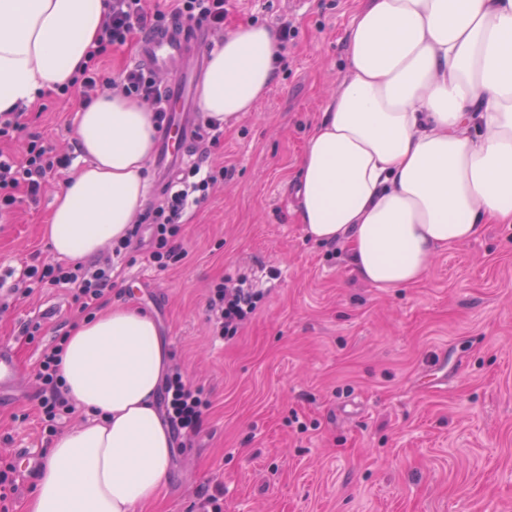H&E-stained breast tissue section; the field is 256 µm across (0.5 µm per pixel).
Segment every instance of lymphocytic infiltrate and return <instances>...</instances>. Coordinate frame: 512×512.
<instances>
[{
    "label": "lymphocytic infiltrate",
    "mask_w": 512,
    "mask_h": 512,
    "mask_svg": "<svg viewBox=\"0 0 512 512\" xmlns=\"http://www.w3.org/2000/svg\"><path fill=\"white\" fill-rule=\"evenodd\" d=\"M229 11L226 0H171L169 13H150L145 0H110V10L100 33L87 52L88 60L70 82L60 88V95L79 91L85 101H92L102 85L99 63L108 47L124 46L135 34L161 27L165 19H187L218 33L223 31ZM113 89L138 97L149 103L155 113L156 126H163L168 116L161 104L156 79L139 67L123 70ZM70 154L55 153L43 137L29 136L21 159L0 154V215L13 213L17 205L27 201L37 203L45 179L52 171L70 165ZM224 177L223 170L203 166L202 162L190 165L178 182L177 189L168 190L156 206L141 214L124 240L111 245L106 256L88 264L66 266L47 260L27 266L20 279V291L31 294L44 285L69 288L81 310L93 309L97 301L112 286V273L122 261L133 240L139 238L142 225L151 228V246L148 261L159 269L183 259L184 253L177 243L181 232L178 219L188 207L204 201L210 190ZM261 292L221 281L215 285L209 299V308L215 317L219 334L236 332L254 315L262 300ZM61 346H54L42 354L35 372L40 388L38 404L43 431L56 433L60 420L75 411L59 382L58 367L61 363ZM165 416L172 429L184 434L197 433L202 418L210 407L202 390L184 382L180 374L167 377L162 392Z\"/></svg>",
    "instance_id": "lymphocytic-infiltrate-1"
}]
</instances>
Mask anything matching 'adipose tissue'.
Segmentation results:
<instances>
[{
    "label": "adipose tissue",
    "mask_w": 512,
    "mask_h": 512,
    "mask_svg": "<svg viewBox=\"0 0 512 512\" xmlns=\"http://www.w3.org/2000/svg\"><path fill=\"white\" fill-rule=\"evenodd\" d=\"M108 0H0V113L68 82ZM276 32L239 28L215 48L200 107L221 125L254 111L278 60ZM346 74L324 102L298 172L297 219L343 242L379 288L422 280L435 256L489 224H512V0H365L345 36ZM153 114L104 90L81 105L84 158L43 227L50 253L85 260L125 238L142 211ZM170 362L155 321L115 306L75 326L61 375L87 421L52 441L27 512H135L170 471L157 413Z\"/></svg>",
    "instance_id": "1"
}]
</instances>
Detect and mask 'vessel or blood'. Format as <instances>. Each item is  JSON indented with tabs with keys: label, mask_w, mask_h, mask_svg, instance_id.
Wrapping results in <instances>:
<instances>
[{
	"label": "vessel or blood",
	"mask_w": 512,
	"mask_h": 512,
	"mask_svg": "<svg viewBox=\"0 0 512 512\" xmlns=\"http://www.w3.org/2000/svg\"><path fill=\"white\" fill-rule=\"evenodd\" d=\"M207 33L185 23L169 25L160 33H146L140 41L138 64L157 74L176 71V78L162 85L161 95L169 113V121L159 134L154 168L169 174L189 157L196 129L194 85L203 64L202 49ZM18 374L9 346H0V392L17 384Z\"/></svg>",
	"instance_id": "b4317fda"
}]
</instances>
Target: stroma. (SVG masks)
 Listing matches in <instances>:
<instances>
[{
  "label": "stroma",
  "instance_id": "1",
  "mask_svg": "<svg viewBox=\"0 0 512 512\" xmlns=\"http://www.w3.org/2000/svg\"><path fill=\"white\" fill-rule=\"evenodd\" d=\"M363 0H229L225 32L244 25L296 38L254 111L196 143L229 170L186 210L184 258L160 270L149 232L115 270L102 305L149 313L170 369L210 401L200 430L175 436L170 476L136 512H196L223 486V512H512V224L437 254L423 281L377 288L347 244L308 240L297 221V172L324 99L345 72L343 43ZM80 96H45L27 131L59 151ZM63 171L38 205L0 222V275L50 259L42 238ZM263 292L227 339L208 310L220 279ZM81 315L65 288L14 295L0 316L21 382L0 395V458L17 470L13 512H27L32 476L51 439L38 423L37 362ZM40 324L34 340L24 325Z\"/></svg>",
  "mask_w": 512,
  "mask_h": 512
}]
</instances>
